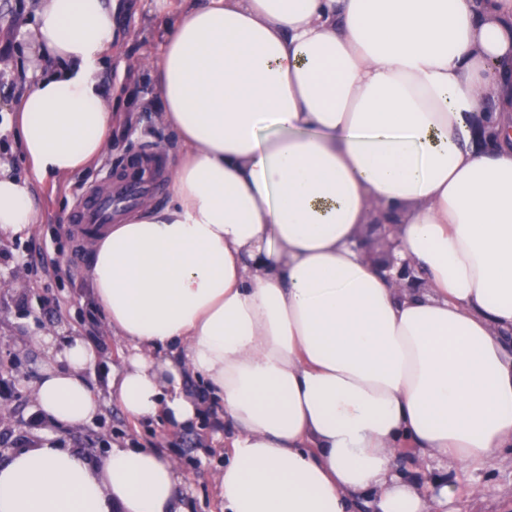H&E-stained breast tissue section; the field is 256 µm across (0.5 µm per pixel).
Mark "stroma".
Returning <instances> with one entry per match:
<instances>
[{
  "instance_id": "stroma-1",
  "label": "stroma",
  "mask_w": 512,
  "mask_h": 512,
  "mask_svg": "<svg viewBox=\"0 0 512 512\" xmlns=\"http://www.w3.org/2000/svg\"><path fill=\"white\" fill-rule=\"evenodd\" d=\"M39 0H0V164L19 179L30 180L39 222L26 236H0V462L17 448L35 444L48 429L44 412L31 397V386L49 361L45 336L55 340L78 335L96 348L100 360L89 376L101 400L98 416L85 424L59 431L64 448L99 461L113 445L157 448L172 455L184 483L189 512H222L217 483L224 466V429L207 417L195 429L180 430L163 421L128 419L109 395L114 368L120 367L122 346L105 328L102 313L87 284L90 253L80 250L68 218L89 188L119 168L126 155L146 151L168 139L160 122V100L147 71L121 78L117 60L154 51L159 36L153 0H119L114 17L119 39L112 46V63L99 73L105 93L123 86L127 106L117 114L112 147L81 174L34 181L19 157L8 128L6 111L33 82L25 72L32 61L22 25L33 21ZM48 256L63 272L48 276L33 264ZM431 478L460 486L451 512H512V451L503 450L487 466L468 473L441 469L431 463ZM483 489L469 497L468 486Z\"/></svg>"
}]
</instances>
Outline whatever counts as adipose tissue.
<instances>
[{
  "label": "adipose tissue",
  "instance_id": "adipose-tissue-1",
  "mask_svg": "<svg viewBox=\"0 0 512 512\" xmlns=\"http://www.w3.org/2000/svg\"><path fill=\"white\" fill-rule=\"evenodd\" d=\"M149 70L178 159L93 246L92 295L123 345L113 401L197 425L222 405L224 512H448L454 470L512 447V0H154ZM117 0H42L39 60L9 122L37 179L112 143L98 78ZM399 222L387 280L358 242ZM37 222L0 171V234ZM32 385L54 427L93 420L97 351L52 344ZM194 378L204 395L189 393ZM173 458L97 463L43 437L0 464V512H186ZM399 224H369L365 236L371 242L377 239L386 241V249L382 257H375L376 262L389 279L394 280L401 288H419L415 268L407 261H397L394 251L399 247L396 229ZM373 228V229H372Z\"/></svg>",
  "mask_w": 512,
  "mask_h": 512
}]
</instances>
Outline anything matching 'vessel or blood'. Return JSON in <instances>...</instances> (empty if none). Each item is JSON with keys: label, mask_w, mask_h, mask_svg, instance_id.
Returning <instances> with one entry per match:
<instances>
[{"label": "vessel or blood", "mask_w": 512, "mask_h": 512, "mask_svg": "<svg viewBox=\"0 0 512 512\" xmlns=\"http://www.w3.org/2000/svg\"><path fill=\"white\" fill-rule=\"evenodd\" d=\"M163 162L144 152L127 160L102 187L89 189L69 217L79 239L97 237L118 212L134 207L140 197L157 189Z\"/></svg>", "instance_id": "obj_1"}]
</instances>
